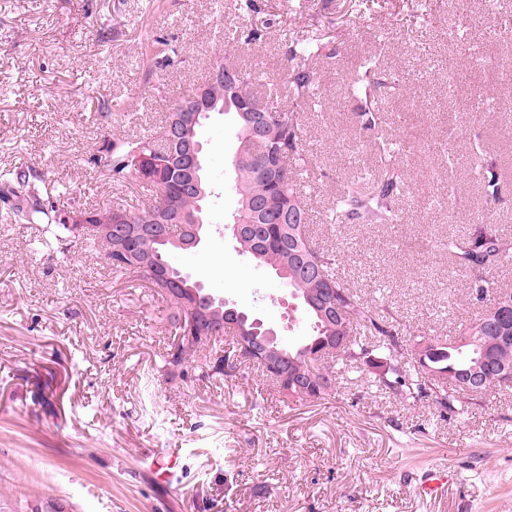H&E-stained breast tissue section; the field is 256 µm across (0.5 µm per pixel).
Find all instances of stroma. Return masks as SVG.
I'll return each instance as SVG.
<instances>
[{
  "label": "stroma",
  "mask_w": 512,
  "mask_h": 512,
  "mask_svg": "<svg viewBox=\"0 0 512 512\" xmlns=\"http://www.w3.org/2000/svg\"><path fill=\"white\" fill-rule=\"evenodd\" d=\"M160 2L0 0V171L43 173L68 208L137 210L140 188L103 177L104 140L157 134L215 55L258 69L263 93L295 66L298 41L321 36L333 55L311 63L316 94L302 125L310 230L397 331L405 368L418 334L452 336L493 303L490 293L470 300L472 281L512 289V258L466 270L445 248L477 223L512 239V112L473 108L512 103V68L501 60L512 0H254L246 14L237 0ZM160 40L171 61L151 72L143 59ZM367 56L400 78L375 132L345 91ZM131 100L134 111L100 112ZM380 136L404 149L400 223L328 221L343 184L373 168ZM200 138L214 190L206 230L170 261L296 342L310 332L298 301L227 229L238 201L231 117L213 116ZM475 140L497 166V193L467 163ZM7 207L0 198V512H33L51 498L65 512H512V391L451 416L431 399L404 404L376 390L364 365L331 398L305 404L282 400L241 361L228 376H202L191 362L160 376L175 339L169 297L141 275L115 277L87 241L49 251L36 226L6 219ZM157 448L179 455L163 486L141 462ZM448 462L456 482L437 498L416 495L422 471Z\"/></svg>",
  "instance_id": "obj_1"
}]
</instances>
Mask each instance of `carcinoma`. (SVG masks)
Instances as JSON below:
<instances>
[{"label":"carcinoma","instance_id":"cac0c4a2","mask_svg":"<svg viewBox=\"0 0 512 512\" xmlns=\"http://www.w3.org/2000/svg\"><path fill=\"white\" fill-rule=\"evenodd\" d=\"M239 71L240 80L231 87L230 99L253 102L256 72L242 67ZM386 80L377 59L370 57L360 65L358 78L350 87L351 94L364 103L372 126L378 120L374 112L378 98L372 96L371 92L385 88ZM286 88L292 100L291 108L280 110L271 103L265 104L275 113L271 134L279 146L286 147L281 158V169L274 175L263 176L256 168L269 140L247 139L241 119L238 114H233L237 146L243 147L247 156V160L234 167L238 217L243 222L259 220L248 209L249 202L256 198L264 201L266 211L270 213L288 210V223L271 225L267 245L252 259L276 273L286 272L281 281L300 300L303 313L312 322V334L300 343L294 346L278 343V348L288 355V366L295 372L310 376L304 392H285L283 396L295 403L328 399L335 394L339 371L358 367L361 364L358 355L361 353L372 355L382 363L388 361L394 364L383 378L378 371H371L377 388L393 394L402 402L431 396L435 405L448 414L469 411L495 390H512V384H503L504 380L512 378V291L498 294L492 306L462 326L452 339L433 341L419 337L413 346L417 368L411 374L402 364L403 345L397 334L380 320L375 307L364 302L336 277L335 252L315 247L308 236L310 210L294 178V173L305 171L310 165V156L302 145L300 131L301 112L310 108L313 101L314 72L305 65L292 69L287 73ZM150 144L165 149L164 134L156 138L114 137L104 142L105 160L112 169V181L139 186L150 194L149 203L136 212H129L132 223H152L161 206L172 202L187 217H203V204L209 193L202 196L181 195L174 177L166 182V194L158 191L159 170L155 168L147 172L138 163L139 155ZM469 164L487 186L496 187L497 175L480 145L472 147ZM378 168L377 185L373 189L365 191L358 183L351 181L336 195L332 211L336 222L343 224L352 220L360 224H395L400 221L395 198L403 183L401 166L396 162L394 145L388 141L378 143ZM43 183V175L31 168L0 173V192L7 198L16 199L9 213L10 219L16 224L38 225L42 244L63 254L77 234L63 219L69 209L54 204L49 195L43 193ZM84 211L91 214L92 224L97 225L118 220L123 209L86 207ZM86 240L104 256L112 273L146 275L152 287L169 296L175 305L169 322L174 326L179 340L163 355L158 372L173 377L183 371L184 364L190 360L196 363L202 375L208 377L228 375L235 371L236 363L231 355L214 357L204 353V347L211 340L228 334L226 329H214L207 323H197L194 331H188L189 316L213 314L215 309L224 311L227 306L218 301L211 302L209 293L196 281L186 280L185 294L179 295L156 281L151 271L139 268L136 265L138 255L147 249L144 241L135 242L125 252H118L111 247L107 238L95 232L87 235ZM448 254L460 268L493 264L512 255V240L503 238L487 226L479 225L465 238L448 239ZM318 296L325 299L334 297L344 313H338L333 318L324 316L320 308L309 302V299ZM330 336L343 338L348 348L330 350L327 347ZM366 336H381L383 340L372 345L364 340ZM473 374L482 379L480 392H469L465 388L466 380Z\"/></svg>","mask_w":512,"mask_h":512}]
</instances>
